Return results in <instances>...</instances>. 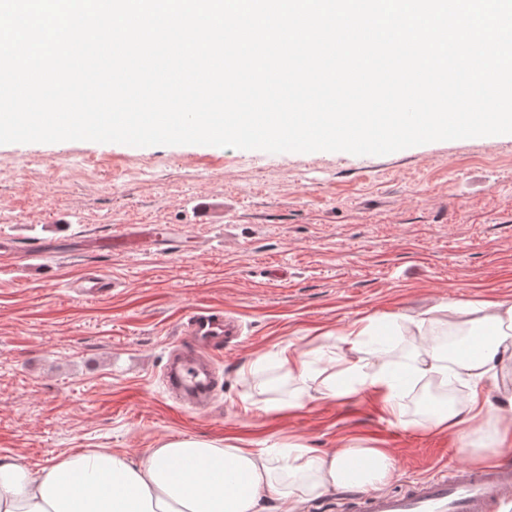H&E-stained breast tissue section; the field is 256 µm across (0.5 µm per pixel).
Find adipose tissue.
Masks as SVG:
<instances>
[{"instance_id": "adipose-tissue-1", "label": "adipose tissue", "mask_w": 512, "mask_h": 512, "mask_svg": "<svg viewBox=\"0 0 512 512\" xmlns=\"http://www.w3.org/2000/svg\"><path fill=\"white\" fill-rule=\"evenodd\" d=\"M456 328L462 343L481 339L473 354H449L440 325ZM417 328H430L429 344L401 367L365 371L354 355L364 337L376 355L395 342V320L353 323L342 335L352 353L325 381V394L341 398L372 389L390 416L401 419L407 392L423 380L470 389L464 408L436 409L433 428L445 430L495 419L498 401L512 406V381L502 372L512 363V299L458 302L428 310ZM395 469L378 448L334 453L296 444L273 452L185 437L161 442L140 462L104 451H86L54 463L44 473L17 462H0V512H299L309 495L345 485L379 489Z\"/></svg>"}]
</instances>
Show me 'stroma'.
<instances>
[{"mask_svg": "<svg viewBox=\"0 0 512 512\" xmlns=\"http://www.w3.org/2000/svg\"><path fill=\"white\" fill-rule=\"evenodd\" d=\"M134 224L166 227L176 249H71ZM43 240L50 251L0 259V459L40 472L84 451L138 459L183 436L253 449L359 445L394 459L389 491L482 465L495 423L432 429V381L409 392L399 422L377 392L320 391L357 320L401 319L384 356L362 343L371 372L422 350L414 322L430 308L512 299V135L361 156L0 144V243ZM91 268L115 281L111 294L70 290ZM192 306L241 324L214 357L212 415L173 406L160 380ZM285 346L311 364L309 397L270 357Z\"/></svg>", "mask_w": 512, "mask_h": 512, "instance_id": "obj_1", "label": "stroma"}]
</instances>
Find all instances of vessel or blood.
I'll return each mask as SVG.
<instances>
[{"label": "vessel or blood", "mask_w": 512, "mask_h": 512, "mask_svg": "<svg viewBox=\"0 0 512 512\" xmlns=\"http://www.w3.org/2000/svg\"><path fill=\"white\" fill-rule=\"evenodd\" d=\"M143 244L141 235L123 231L103 241L109 251H133ZM84 295L111 288L110 276L100 271L83 274L73 283ZM188 341L169 353L162 375L165 393L175 404L198 412H210L219 385L211 372L207 342L216 336H233L237 327L223 312L192 308L180 323ZM512 502V463L482 469L459 466L451 475L434 474L389 492L354 491L336 497L338 512H498Z\"/></svg>", "instance_id": "obj_1"}]
</instances>
